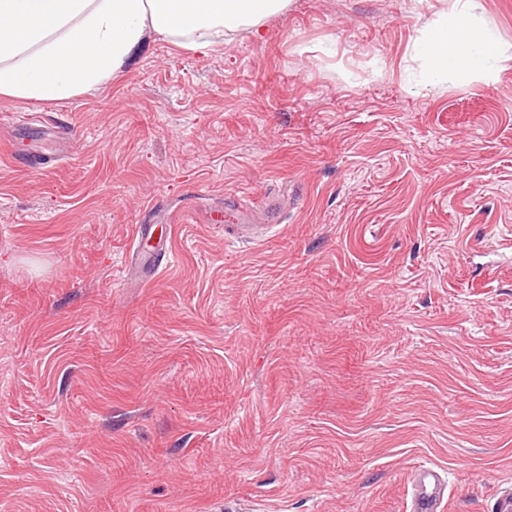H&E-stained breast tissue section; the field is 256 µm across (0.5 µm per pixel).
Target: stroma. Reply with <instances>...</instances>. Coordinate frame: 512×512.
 Returning <instances> with one entry per match:
<instances>
[{"mask_svg": "<svg viewBox=\"0 0 512 512\" xmlns=\"http://www.w3.org/2000/svg\"><path fill=\"white\" fill-rule=\"evenodd\" d=\"M465 0H291L97 92L0 98V512H449L512 487V60L423 91ZM512 45V0H476ZM19 113L70 157L10 161ZM269 196L251 244L204 223ZM161 271L125 277L131 232ZM410 487L407 512H445L449 503L448 483L438 469L422 467L408 478Z\"/></svg>", "mask_w": 512, "mask_h": 512, "instance_id": "1", "label": "stroma"}]
</instances>
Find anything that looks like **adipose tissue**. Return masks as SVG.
Returning <instances> with one entry per match:
<instances>
[{
	"label": "adipose tissue",
	"instance_id": "1",
	"mask_svg": "<svg viewBox=\"0 0 512 512\" xmlns=\"http://www.w3.org/2000/svg\"><path fill=\"white\" fill-rule=\"evenodd\" d=\"M290 0H0V97L63 102L108 86L153 39L200 56L260 32ZM427 83L492 74L506 50L467 9L428 21L415 41Z\"/></svg>",
	"mask_w": 512,
	"mask_h": 512
}]
</instances>
